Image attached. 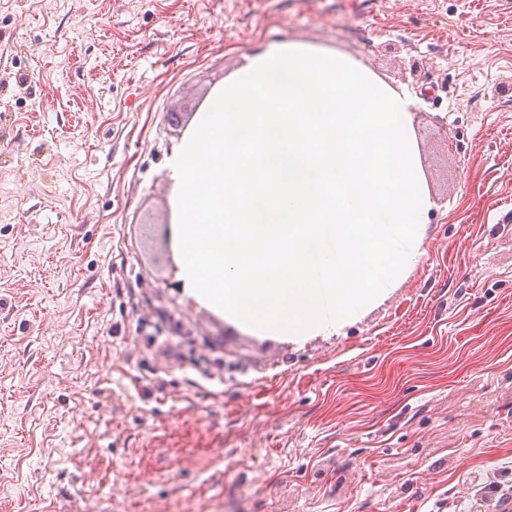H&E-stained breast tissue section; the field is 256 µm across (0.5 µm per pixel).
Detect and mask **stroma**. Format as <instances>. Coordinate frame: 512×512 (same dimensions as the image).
<instances>
[{
	"instance_id": "1",
	"label": "stroma",
	"mask_w": 512,
	"mask_h": 512,
	"mask_svg": "<svg viewBox=\"0 0 512 512\" xmlns=\"http://www.w3.org/2000/svg\"><path fill=\"white\" fill-rule=\"evenodd\" d=\"M288 39L411 94L433 202L407 280L300 345L199 306L162 241L191 116ZM492 482L512 0H0V512H474Z\"/></svg>"
}]
</instances>
